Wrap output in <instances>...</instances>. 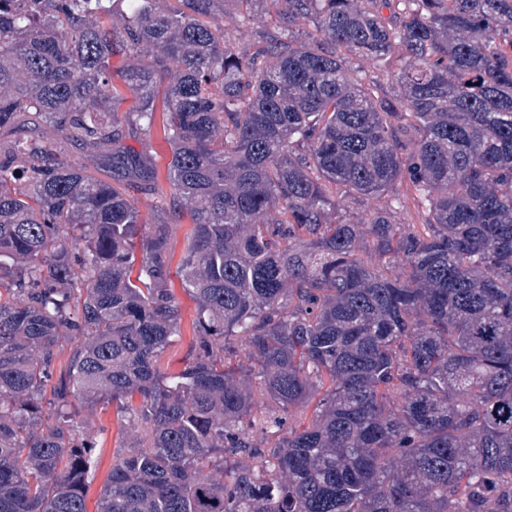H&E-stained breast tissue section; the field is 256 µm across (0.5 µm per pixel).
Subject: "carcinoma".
<instances>
[{
    "label": "carcinoma",
    "instance_id": "obj_1",
    "mask_svg": "<svg viewBox=\"0 0 512 512\" xmlns=\"http://www.w3.org/2000/svg\"><path fill=\"white\" fill-rule=\"evenodd\" d=\"M122 2L0 0V512H87L99 405L132 440L96 512H512V0H235L243 49L227 0ZM159 108L166 191L124 144ZM138 195L195 224L176 373ZM216 17L219 23L224 26L230 43L240 48L248 46L253 41L255 32L261 25L256 20L250 24L243 23L239 18L237 8L231 3L225 4V6L220 3Z\"/></svg>",
    "mask_w": 512,
    "mask_h": 512
}]
</instances>
